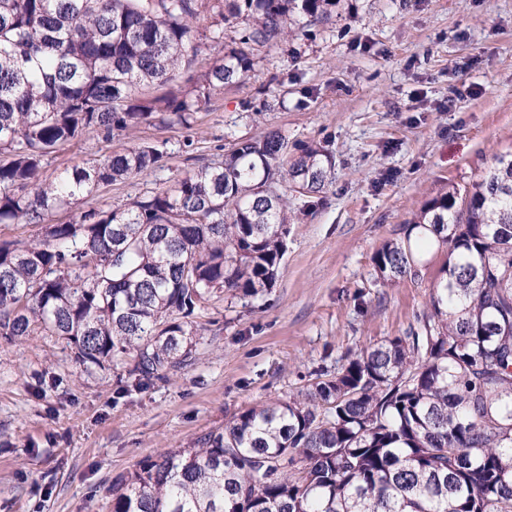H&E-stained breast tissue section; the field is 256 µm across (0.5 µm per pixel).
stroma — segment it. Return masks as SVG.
Here are the masks:
<instances>
[{"label":"stroma","mask_w":512,"mask_h":512,"mask_svg":"<svg viewBox=\"0 0 512 512\" xmlns=\"http://www.w3.org/2000/svg\"><path fill=\"white\" fill-rule=\"evenodd\" d=\"M272 130L327 149L335 178L291 198L273 288L246 299L217 292L196 311L186 366L122 395L124 366L86 372L39 325L0 337V512H112L113 478L141 460L288 400L314 371H336L414 324L447 249L425 250L418 274L391 284L372 257L428 199L471 186L512 151V0H336L327 23L256 50L250 75L216 92L191 125L108 141L89 130L60 145L41 179L144 142L166 155L49 222L130 205Z\"/></svg>","instance_id":"1"}]
</instances>
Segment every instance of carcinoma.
Masks as SVG:
<instances>
[{"label":"carcinoma","mask_w":512,"mask_h":512,"mask_svg":"<svg viewBox=\"0 0 512 512\" xmlns=\"http://www.w3.org/2000/svg\"><path fill=\"white\" fill-rule=\"evenodd\" d=\"M336 0H0V223L43 224L42 239L0 243V336L32 323L87 370L131 360L122 390L192 359L194 315L215 289L274 286L292 217L288 193L322 191L334 157L288 148L277 132L234 141L223 159L128 207L48 224L76 197L160 166L137 144L52 181L42 162L87 130L190 125L241 82L253 51L328 21ZM242 26L212 42L220 63L188 70L192 23ZM428 224L448 248L416 323L319 370L304 394L251 407L191 448L146 458L112 481V512H512V153L469 188L431 199L404 238L373 256L384 282L416 272L410 236Z\"/></svg>","instance_id":"1"}]
</instances>
